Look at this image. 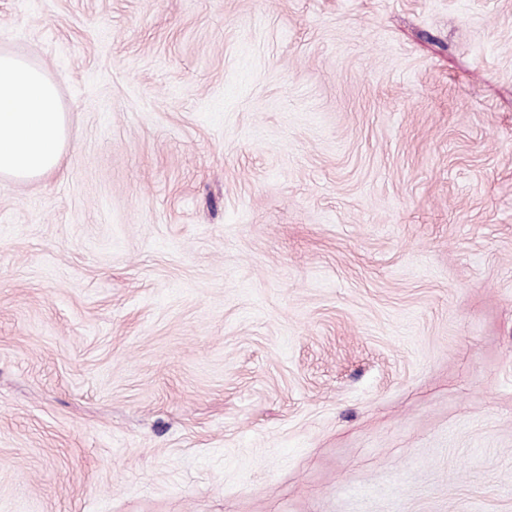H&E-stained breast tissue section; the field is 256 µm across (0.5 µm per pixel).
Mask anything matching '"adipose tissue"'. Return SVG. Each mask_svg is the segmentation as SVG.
Here are the masks:
<instances>
[{"instance_id": "adipose-tissue-1", "label": "adipose tissue", "mask_w": 512, "mask_h": 512, "mask_svg": "<svg viewBox=\"0 0 512 512\" xmlns=\"http://www.w3.org/2000/svg\"><path fill=\"white\" fill-rule=\"evenodd\" d=\"M66 118L46 70L0 54V175L33 180L58 169Z\"/></svg>"}]
</instances>
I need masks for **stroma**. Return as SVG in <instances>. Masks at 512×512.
Here are the masks:
<instances>
[{
    "label": "stroma",
    "instance_id": "1",
    "mask_svg": "<svg viewBox=\"0 0 512 512\" xmlns=\"http://www.w3.org/2000/svg\"><path fill=\"white\" fill-rule=\"evenodd\" d=\"M63 165L0 177V512H512V0H0Z\"/></svg>",
    "mask_w": 512,
    "mask_h": 512
}]
</instances>
